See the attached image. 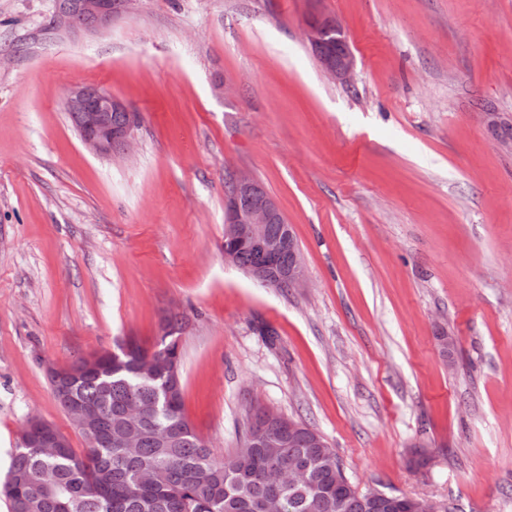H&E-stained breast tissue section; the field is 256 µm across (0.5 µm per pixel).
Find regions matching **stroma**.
Returning a JSON list of instances; mask_svg holds the SVG:
<instances>
[{
    "label": "stroma",
    "mask_w": 512,
    "mask_h": 512,
    "mask_svg": "<svg viewBox=\"0 0 512 512\" xmlns=\"http://www.w3.org/2000/svg\"><path fill=\"white\" fill-rule=\"evenodd\" d=\"M53 11L0 0V481L29 416L85 446L47 365L154 346L177 312L215 457L268 408L357 490L512 512V0H140L60 36ZM316 12L350 82L304 37ZM77 83L137 113L129 150L83 146ZM229 171L276 200L305 287L225 261ZM324 71L334 80L349 82L354 69V58L349 51H346L340 58L321 57Z\"/></svg>",
    "instance_id": "stroma-1"
}]
</instances>
